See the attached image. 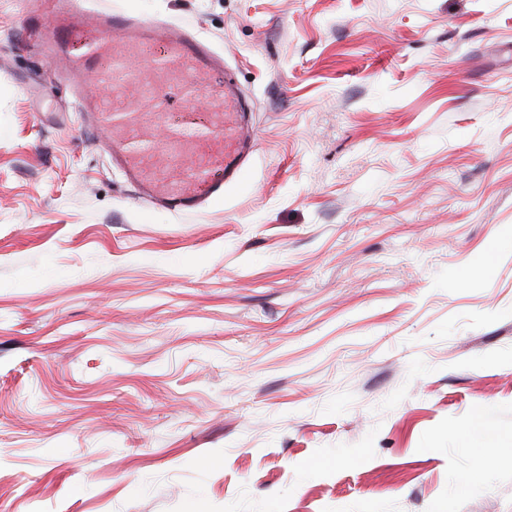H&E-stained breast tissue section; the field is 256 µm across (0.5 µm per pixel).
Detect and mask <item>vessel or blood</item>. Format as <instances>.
Instances as JSON below:
<instances>
[{
    "label": "vessel or blood",
    "instance_id": "vessel-or-blood-1",
    "mask_svg": "<svg viewBox=\"0 0 512 512\" xmlns=\"http://www.w3.org/2000/svg\"><path fill=\"white\" fill-rule=\"evenodd\" d=\"M29 37L78 101L85 128L104 133V151L139 193L168 211L189 213L224 195L240 179L250 152L247 103L224 60L176 25H160L121 11L88 20L83 0H28ZM138 48L152 74L147 83L156 111L102 107L90 77L135 80L129 51ZM208 88L205 112H174L173 97ZM164 129L157 140L154 129Z\"/></svg>",
    "mask_w": 512,
    "mask_h": 512
}]
</instances>
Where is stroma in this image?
<instances>
[{"label": "stroma", "instance_id": "35a3bbf8", "mask_svg": "<svg viewBox=\"0 0 512 512\" xmlns=\"http://www.w3.org/2000/svg\"><path fill=\"white\" fill-rule=\"evenodd\" d=\"M90 7L220 53L251 153L141 197L0 0V512H512V0Z\"/></svg>", "mask_w": 512, "mask_h": 512}]
</instances>
